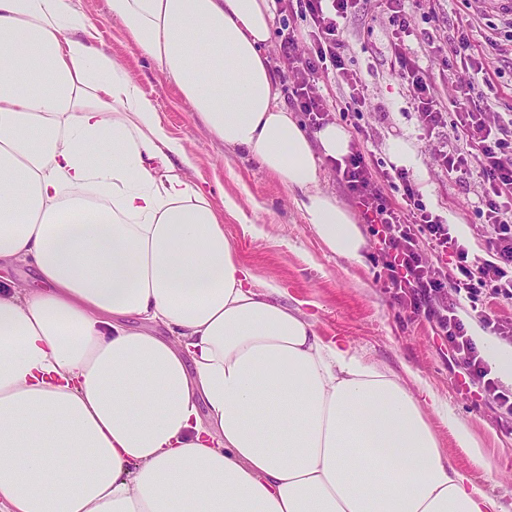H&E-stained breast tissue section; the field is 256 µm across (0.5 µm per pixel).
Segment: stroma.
<instances>
[{
	"label": "stroma",
	"mask_w": 512,
	"mask_h": 512,
	"mask_svg": "<svg viewBox=\"0 0 512 512\" xmlns=\"http://www.w3.org/2000/svg\"><path fill=\"white\" fill-rule=\"evenodd\" d=\"M77 4L94 25L97 45L134 76L155 101L170 135L186 147L194 165L193 179L212 190L215 202L236 201L237 212L224 216V232L239 259L260 279H277L287 290L285 303H317V328L322 335L347 337L365 360L377 366L418 373L447 401L453 414L469 424L482 447L484 464L473 465L457 447L448 425L434 414L429 422L443 448L491 490L506 512H512V419L501 418L494 404L475 403L458 389L448 346L437 336L433 323L399 307L392 290L376 279L374 246H367L359 264L331 255L275 177L210 136L175 86L111 21L107 0H77ZM413 24L419 33L432 37H445L458 26H467L472 43L484 52L490 76L478 104L489 121L500 123L512 117V20L492 0H420ZM410 46L443 98L454 96L457 82L469 80L466 72L449 77L442 53L425 50L416 40ZM342 53L366 88V104L356 122L368 148L383 158L391 140L409 142L418 159L409 176L424 202L439 208L467 240L472 254H479L485 247L486 230L475 209L476 188L448 180L442 170L440 154L448 148V130L426 131L394 68L392 28L377 0H356L345 22ZM258 227L263 235H255Z\"/></svg>",
	"instance_id": "stroma-1"
}]
</instances>
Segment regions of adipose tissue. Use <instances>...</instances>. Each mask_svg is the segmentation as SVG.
Returning a JSON list of instances; mask_svg holds the SVG:
<instances>
[{
    "mask_svg": "<svg viewBox=\"0 0 512 512\" xmlns=\"http://www.w3.org/2000/svg\"><path fill=\"white\" fill-rule=\"evenodd\" d=\"M224 147L287 189L326 250L367 241L321 187L350 152L302 127L265 52L274 0H107ZM74 0H0V512H505L441 448L469 425L413 372L281 303L185 147ZM109 157L102 165L98 156Z\"/></svg>",
    "mask_w": 512,
    "mask_h": 512,
    "instance_id": "1",
    "label": "adipose tissue"
}]
</instances>
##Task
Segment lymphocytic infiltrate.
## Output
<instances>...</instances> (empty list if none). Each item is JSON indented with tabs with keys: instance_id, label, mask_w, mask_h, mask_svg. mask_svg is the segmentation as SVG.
Instances as JSON below:
<instances>
[{
	"instance_id": "1",
	"label": "lymphocytic infiltrate",
	"mask_w": 512,
	"mask_h": 512,
	"mask_svg": "<svg viewBox=\"0 0 512 512\" xmlns=\"http://www.w3.org/2000/svg\"><path fill=\"white\" fill-rule=\"evenodd\" d=\"M351 4L352 0H304L301 14L310 20L306 52L297 50L296 31L281 39L292 77L289 103L313 130L333 112L351 122L366 103L362 81L341 53V22ZM394 51L411 101L427 130H435L444 123L438 87L408 55L403 41L395 44ZM323 77L346 88V95L327 100L318 87ZM476 90L475 83H467L462 96L452 102L453 142L443 152L441 166L449 179L459 183L474 175L479 178L476 210L488 229L485 257L471 256L468 242L447 217L428 208L405 169L386 166L357 142L332 166L376 241L381 277L414 314L435 321L438 335L448 342L450 361L463 374L467 394L494 403L503 415L512 417V389L494 376L462 317L470 312L493 334L512 335V323L501 324L487 311L496 299L512 300V133L505 125H490L484 112L471 108ZM429 252L454 257L456 273L451 282L436 277L425 260Z\"/></svg>"
}]
</instances>
